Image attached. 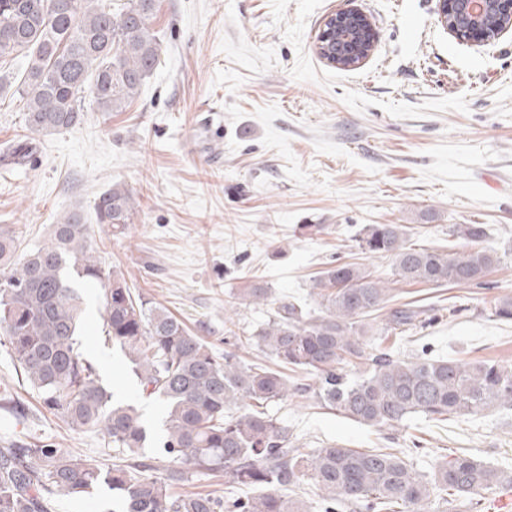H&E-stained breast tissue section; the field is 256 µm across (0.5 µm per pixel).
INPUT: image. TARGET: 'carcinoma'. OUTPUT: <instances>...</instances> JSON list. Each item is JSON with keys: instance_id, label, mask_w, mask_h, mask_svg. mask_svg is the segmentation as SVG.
<instances>
[{"instance_id": "1", "label": "carcinoma", "mask_w": 512, "mask_h": 512, "mask_svg": "<svg viewBox=\"0 0 512 512\" xmlns=\"http://www.w3.org/2000/svg\"><path fill=\"white\" fill-rule=\"evenodd\" d=\"M158 0H0V69L26 61L16 94L29 134L0 153V167H23L34 151L31 135L67 130L89 108L123 112L139 95L161 55L151 27ZM364 47L373 24L356 29L327 24L321 56L340 67L349 56L346 35ZM97 223L124 234L135 201L120 184L95 202ZM450 235L467 251L415 247L403 224H364L354 241L364 254L391 260L393 279L358 262H338L312 280L322 311L311 315L291 301L242 344L261 347L275 368L243 363L192 333L166 308L133 294L124 275L107 270L95 255L89 226L78 210L53 225L47 243L14 263L15 232L0 225V331L42 406L74 430L100 432L131 458L105 467L48 440H18L0 448V512H50L58 497L79 499L100 487L112 491V512H311L289 492L309 481L320 512H428L434 499L446 512H478L483 491L512 485V476L471 455L437 464L421 474L405 451L359 450L328 444L303 452L290 448L288 428L265 409L290 393L310 396L359 424L396 428L414 416L446 420L476 417L496 407L512 411V367L489 360L400 357L383 346L390 335L423 329L425 310L405 303L388 310L403 283L483 288L503 257L483 247L485 224H455ZM103 289L106 339L132 364L142 394L166 404L163 456L143 453L149 428L132 404L113 401L94 364L80 350L83 317L78 282ZM271 288L248 280L233 299L245 306L270 300ZM493 316L512 322V295L496 299ZM312 375L290 381L288 368ZM224 474V483L252 491L223 500L204 493L172 492L193 476Z\"/></svg>"}]
</instances>
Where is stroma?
<instances>
[{"instance_id":"35a3bbf8","label":"stroma","mask_w":512,"mask_h":512,"mask_svg":"<svg viewBox=\"0 0 512 512\" xmlns=\"http://www.w3.org/2000/svg\"><path fill=\"white\" fill-rule=\"evenodd\" d=\"M356 9L377 36L367 59L343 70L317 53L325 18ZM438 0H159L152 21L161 62L123 112L88 111L74 128L38 136L25 168L0 170V224L19 254L48 240L57 218L77 209L106 267L134 292L171 311L216 354L275 366L237 340L270 306L228 313V300L258 278L274 302L319 311L315 276L335 260L390 276L388 258L359 252L364 224H404L410 244L455 251L454 224H484L487 248L504 263L487 287L403 286L394 304L415 303L432 321L390 338L402 356L422 352L512 365V322L492 315L512 294V31L485 46L457 39L438 20ZM17 63L0 86V147L26 135L15 95ZM120 184L137 209L127 233L97 225L94 204ZM302 224L325 225L316 236ZM82 350L115 401L139 408L150 452L164 441L161 399L141 395L121 352L103 341L102 289L83 284ZM462 306L449 316L450 305ZM26 407L25 421L0 406V448L15 437L49 438L105 465L118 462L101 434L73 430L40 404L0 335V390ZM294 446L402 448L428 473L442 458L475 454L512 467V411L444 422L413 419L407 430L370 428L310 398L271 401Z\"/></svg>"}]
</instances>
